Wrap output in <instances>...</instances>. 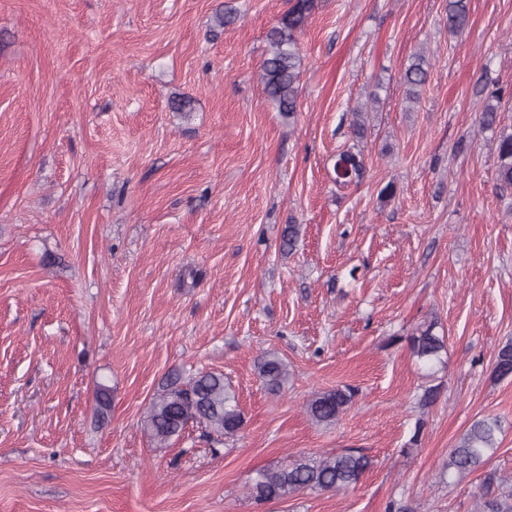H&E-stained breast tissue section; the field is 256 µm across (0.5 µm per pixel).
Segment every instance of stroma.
I'll use <instances>...</instances> for the list:
<instances>
[{"mask_svg":"<svg viewBox=\"0 0 512 512\" xmlns=\"http://www.w3.org/2000/svg\"><path fill=\"white\" fill-rule=\"evenodd\" d=\"M314 3L288 119L260 80L288 0H0V512H475L512 484V378L491 377L512 340V192L476 93L512 89V0H468L459 37L448 0ZM347 149L366 173L341 186ZM430 317L447 350L429 379L405 338ZM267 351L288 364L277 394ZM174 370L223 373L243 429L157 450L142 416ZM346 385L353 404L313 423L306 403ZM487 416L496 454L446 481ZM349 448L373 461L355 487L248 495L259 470ZM430 63L423 53H414L405 66L402 75L404 84L409 88V98L419 99L417 88L425 85ZM258 374L270 393H279L288 383V364L275 352L262 355L258 363Z\"/></svg>","mask_w":512,"mask_h":512,"instance_id":"obj_1","label":"stroma"}]
</instances>
